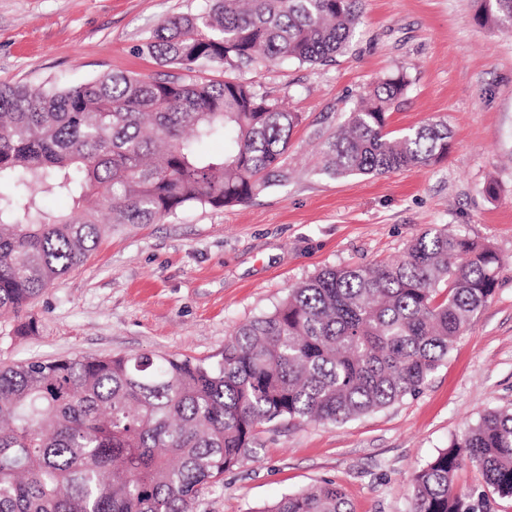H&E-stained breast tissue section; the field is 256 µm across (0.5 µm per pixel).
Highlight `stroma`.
I'll list each match as a JSON object with an SVG mask.
<instances>
[{"instance_id":"1","label":"stroma","mask_w":512,"mask_h":512,"mask_svg":"<svg viewBox=\"0 0 512 512\" xmlns=\"http://www.w3.org/2000/svg\"><path fill=\"white\" fill-rule=\"evenodd\" d=\"M205 0H0V83L75 82L164 72L139 48L171 14ZM412 79L388 114L399 133L446 120V159L383 176L323 173L324 139L365 88L391 71ZM241 79L301 113L288 179L250 202L193 207L104 237L46 288L23 318L0 315V365L77 354L169 353L218 362L233 329L328 267L396 259L432 226L488 242L495 293L416 395L341 424L281 418L257 436L258 459L204 489L197 512H257L324 480L353 512H409L414 471L491 408L512 407V27L477 19L476 0H363L345 53L327 65L244 69ZM496 198L484 193L488 182ZM33 325L21 333L22 323ZM457 488L512 512L470 466Z\"/></svg>"}]
</instances>
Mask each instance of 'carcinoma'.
I'll return each mask as SVG.
<instances>
[{
    "mask_svg": "<svg viewBox=\"0 0 512 512\" xmlns=\"http://www.w3.org/2000/svg\"><path fill=\"white\" fill-rule=\"evenodd\" d=\"M140 47L180 76L107 74L0 85V309L16 314L120 227L187 206L244 204L288 177L297 112L232 72L324 65L353 40L362 0H210ZM512 25V0H477ZM397 71L370 85L322 146V171L383 175L448 153L447 122L394 135ZM222 139V153L205 149ZM69 196L50 212L41 198ZM486 242L431 227L401 258L333 267L235 327L222 358L76 355L0 368V512H195L201 491L257 459L279 417L343 423L425 384L495 291ZM476 468L512 496V409H490L412 476L410 512H474L456 486ZM256 512H351L331 480Z\"/></svg>",
    "mask_w": 512,
    "mask_h": 512,
    "instance_id": "cac0c4a2",
    "label": "carcinoma"
}]
</instances>
